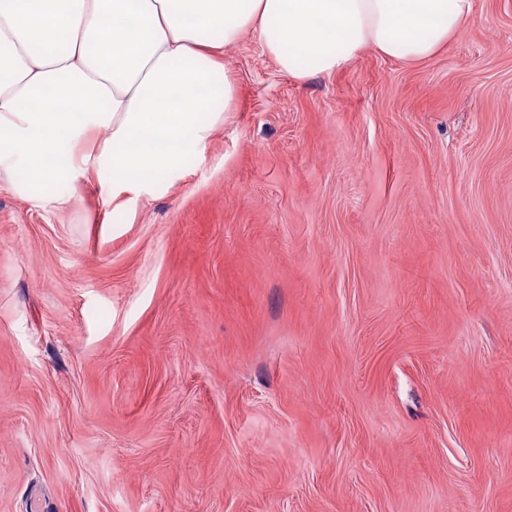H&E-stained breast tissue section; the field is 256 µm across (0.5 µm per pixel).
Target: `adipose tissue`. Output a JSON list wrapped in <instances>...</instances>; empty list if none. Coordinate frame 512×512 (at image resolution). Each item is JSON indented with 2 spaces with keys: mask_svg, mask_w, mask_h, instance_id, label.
Wrapping results in <instances>:
<instances>
[{
  "mask_svg": "<svg viewBox=\"0 0 512 512\" xmlns=\"http://www.w3.org/2000/svg\"><path fill=\"white\" fill-rule=\"evenodd\" d=\"M475 0H0V175L37 207L87 172L103 202L152 194L203 157L237 85L217 52L257 34L302 80L364 51L435 55Z\"/></svg>",
  "mask_w": 512,
  "mask_h": 512,
  "instance_id": "obj_1",
  "label": "adipose tissue"
}]
</instances>
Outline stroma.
Here are the masks:
<instances>
[{
  "instance_id": "1",
  "label": "stroma",
  "mask_w": 512,
  "mask_h": 512,
  "mask_svg": "<svg viewBox=\"0 0 512 512\" xmlns=\"http://www.w3.org/2000/svg\"><path fill=\"white\" fill-rule=\"evenodd\" d=\"M235 110L153 196L0 182V512H512V0Z\"/></svg>"
}]
</instances>
